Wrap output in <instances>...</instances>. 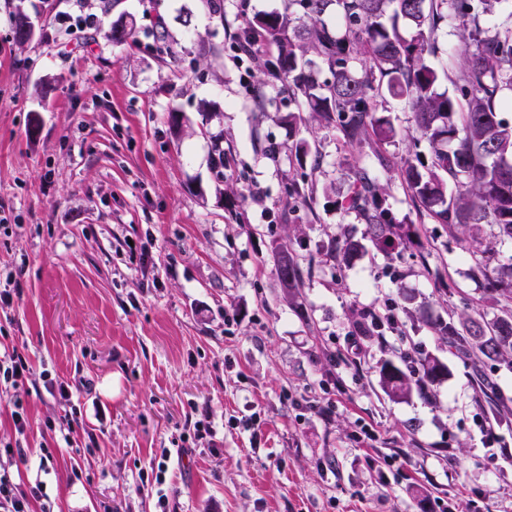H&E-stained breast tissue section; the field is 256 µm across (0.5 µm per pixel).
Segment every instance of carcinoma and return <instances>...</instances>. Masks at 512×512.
Segmentation results:
<instances>
[{
  "label": "carcinoma",
  "instance_id": "obj_1",
  "mask_svg": "<svg viewBox=\"0 0 512 512\" xmlns=\"http://www.w3.org/2000/svg\"><path fill=\"white\" fill-rule=\"evenodd\" d=\"M503 0H288L283 13L255 16L237 31L242 37L259 33L278 50V65L267 75L283 82L288 96L305 97L315 117L327 124L341 122L344 136L361 141L368 134L380 140L395 137L390 123L377 116V98L383 93L406 100L415 130L429 146L428 155L404 159L401 173L415 199L438 224L458 238L467 252L483 254L474 276L499 295L496 302H512V263H492L484 247L485 231L512 239V123L501 117L507 106L504 92L512 93V22L482 28L481 15L493 16ZM301 16L292 19L290 7ZM392 14H387L388 6ZM334 10L344 20L339 29L323 19ZM452 16L458 23L465 50L460 67L449 81L454 93H440L439 73L425 56L437 50L440 22ZM14 40L31 38L29 16L21 6L12 14ZM108 38L115 45L138 43L133 22L120 15ZM323 58L329 76L321 78L309 53ZM365 55L370 65L357 71L349 62ZM454 192H448V184ZM353 205L360 208L372 247L392 253L410 242L404 226L382 206L380 187L364 173L357 175ZM359 251L353 240H334L330 254L348 262ZM277 275L286 288H296L301 270L289 253L280 250ZM448 347L468 356L512 364V310L492 321L463 315L434 323ZM421 375L406 373L391 360L379 369L380 382L393 399L441 381L447 367L431 355L419 357Z\"/></svg>",
  "mask_w": 512,
  "mask_h": 512
}]
</instances>
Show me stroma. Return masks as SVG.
<instances>
[{
    "label": "stroma",
    "instance_id": "1",
    "mask_svg": "<svg viewBox=\"0 0 512 512\" xmlns=\"http://www.w3.org/2000/svg\"><path fill=\"white\" fill-rule=\"evenodd\" d=\"M221 2L219 17L200 0H118L139 43L116 46L98 0H0V268L17 272L0 334L35 371L89 385L69 403L0 393V442L15 438L14 400L33 422L16 471L33 478L51 447L54 512H160L162 494L174 512H512V424L484 414L491 400L512 410V367L462 356L432 328L500 308L400 174L428 150L409 104L384 96L386 141H349L307 111L288 125L263 68L276 49L231 48L243 19L284 0ZM18 4L35 26L22 46ZM204 102L219 106L206 121ZM216 134L231 158L220 174ZM361 169L416 233L398 253L364 243L350 203ZM337 238L364 247L342 263L326 253ZM281 244L302 270L292 294ZM367 309L380 323L364 334ZM405 351L448 374L392 400L379 367ZM72 404L96 438L76 452L42 428ZM204 411L215 447L185 448ZM162 463L161 487L142 485Z\"/></svg>",
    "mask_w": 512,
    "mask_h": 512
}]
</instances>
